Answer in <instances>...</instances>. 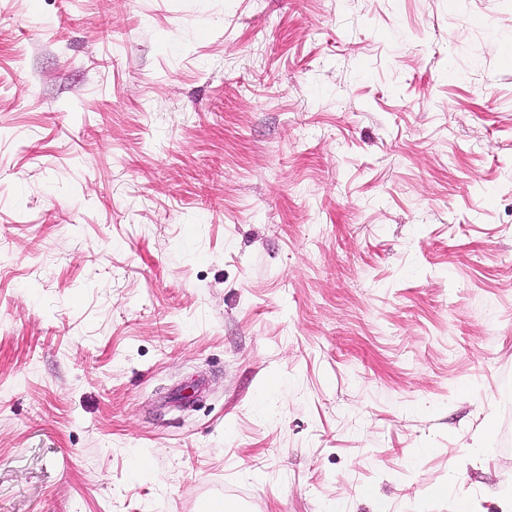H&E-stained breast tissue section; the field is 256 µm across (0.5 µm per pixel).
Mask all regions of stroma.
Instances as JSON below:
<instances>
[{
	"mask_svg": "<svg viewBox=\"0 0 512 512\" xmlns=\"http://www.w3.org/2000/svg\"><path fill=\"white\" fill-rule=\"evenodd\" d=\"M512 0H0V512H499Z\"/></svg>",
	"mask_w": 512,
	"mask_h": 512,
	"instance_id": "stroma-1",
	"label": "stroma"
}]
</instances>
